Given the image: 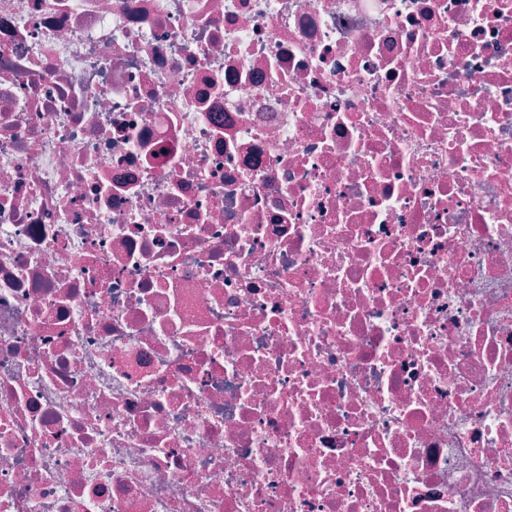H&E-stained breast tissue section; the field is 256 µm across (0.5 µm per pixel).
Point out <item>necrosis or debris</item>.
Segmentation results:
<instances>
[{
    "mask_svg": "<svg viewBox=\"0 0 512 512\" xmlns=\"http://www.w3.org/2000/svg\"><path fill=\"white\" fill-rule=\"evenodd\" d=\"M0 512H512V0H0Z\"/></svg>",
    "mask_w": 512,
    "mask_h": 512,
    "instance_id": "1",
    "label": "necrosis or debris"
}]
</instances>
